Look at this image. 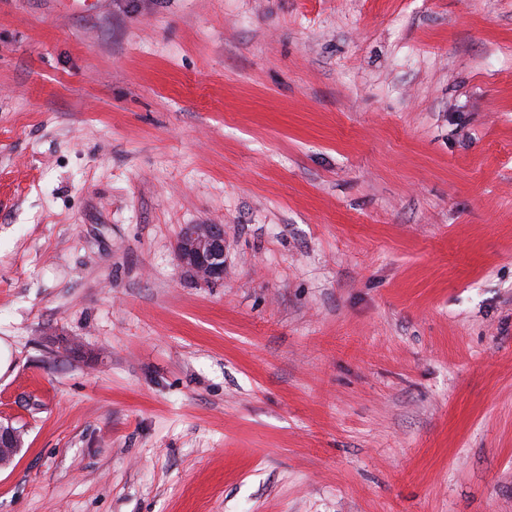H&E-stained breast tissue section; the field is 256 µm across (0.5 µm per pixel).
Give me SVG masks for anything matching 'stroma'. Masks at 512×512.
Masks as SVG:
<instances>
[{"label":"stroma","mask_w":512,"mask_h":512,"mask_svg":"<svg viewBox=\"0 0 512 512\" xmlns=\"http://www.w3.org/2000/svg\"><path fill=\"white\" fill-rule=\"evenodd\" d=\"M0 339V512H512V0H0ZM224 227L220 224H184L178 237L177 258L201 284L224 279ZM14 429L10 425L6 428L5 424L0 423V469L8 468L18 454L19 444Z\"/></svg>","instance_id":"obj_1"}]
</instances>
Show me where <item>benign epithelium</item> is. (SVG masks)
Returning a JSON list of instances; mask_svg holds the SVG:
<instances>
[{"label": "benign epithelium", "mask_w": 512, "mask_h": 512, "mask_svg": "<svg viewBox=\"0 0 512 512\" xmlns=\"http://www.w3.org/2000/svg\"><path fill=\"white\" fill-rule=\"evenodd\" d=\"M224 225L185 224L178 237L180 265L204 285L224 280ZM14 429L0 423V469L9 467L18 454Z\"/></svg>", "instance_id": "obj_1"}]
</instances>
